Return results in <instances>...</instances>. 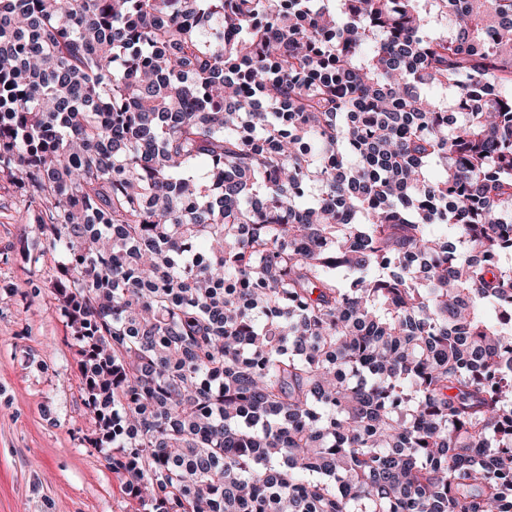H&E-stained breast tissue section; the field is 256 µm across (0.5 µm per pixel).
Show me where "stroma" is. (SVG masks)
Here are the masks:
<instances>
[{"mask_svg":"<svg viewBox=\"0 0 512 512\" xmlns=\"http://www.w3.org/2000/svg\"><path fill=\"white\" fill-rule=\"evenodd\" d=\"M19 197L0 178V512H148L124 493L93 447L72 330L52 286L59 254L24 265L39 248L20 222Z\"/></svg>","mask_w":512,"mask_h":512,"instance_id":"35a3bbf8","label":"stroma"}]
</instances>
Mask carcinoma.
<instances>
[{"mask_svg":"<svg viewBox=\"0 0 512 512\" xmlns=\"http://www.w3.org/2000/svg\"><path fill=\"white\" fill-rule=\"evenodd\" d=\"M151 512H512V0H0V175Z\"/></svg>","mask_w":512,"mask_h":512,"instance_id":"1","label":"carcinoma"}]
</instances>
